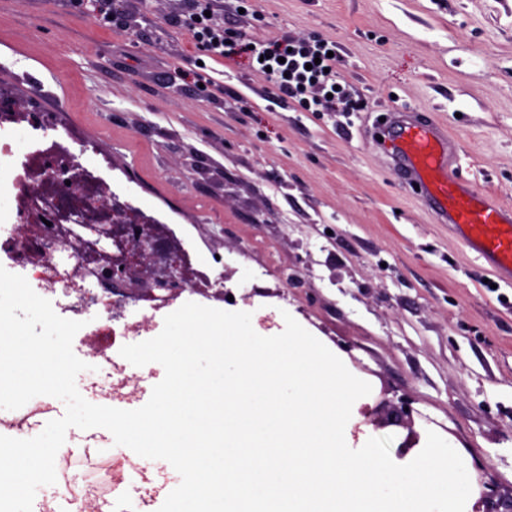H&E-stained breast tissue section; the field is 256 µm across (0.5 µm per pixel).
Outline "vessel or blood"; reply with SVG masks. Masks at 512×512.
I'll use <instances>...</instances> for the list:
<instances>
[{"mask_svg":"<svg viewBox=\"0 0 512 512\" xmlns=\"http://www.w3.org/2000/svg\"><path fill=\"white\" fill-rule=\"evenodd\" d=\"M371 137L386 139L389 157L418 185L438 223L448 225L500 281L512 285V209L494 193L476 192L456 178L447 132L398 113L391 128H378Z\"/></svg>","mask_w":512,"mask_h":512,"instance_id":"obj_1","label":"vessel or blood"}]
</instances>
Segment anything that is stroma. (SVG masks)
<instances>
[{"label": "stroma", "mask_w": 512, "mask_h": 512, "mask_svg": "<svg viewBox=\"0 0 512 512\" xmlns=\"http://www.w3.org/2000/svg\"><path fill=\"white\" fill-rule=\"evenodd\" d=\"M230 36L333 42L349 96L303 110L271 95L248 54L207 61L185 0H0V88L50 130L0 126V225L41 150H64L196 250L224 257L234 298L271 336L291 314L373 393L347 436L392 437L414 459L428 431L475 476L472 512H512V287L407 184L368 130L415 113L447 130L453 169L512 207V0H213ZM406 411L389 423L393 407Z\"/></svg>", "instance_id": "obj_1"}]
</instances>
